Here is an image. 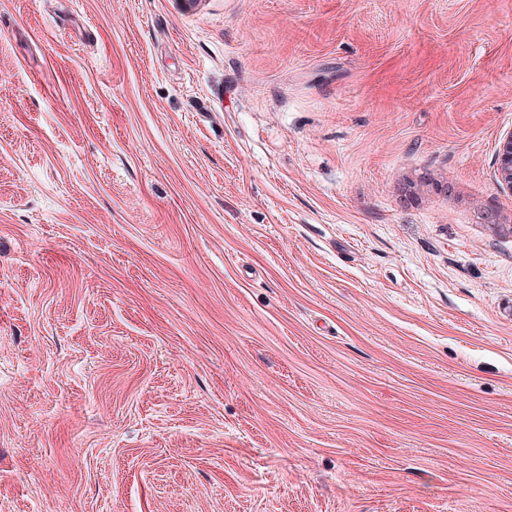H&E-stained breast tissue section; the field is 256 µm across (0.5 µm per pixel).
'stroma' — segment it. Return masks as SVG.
Returning <instances> with one entry per match:
<instances>
[{
    "mask_svg": "<svg viewBox=\"0 0 512 512\" xmlns=\"http://www.w3.org/2000/svg\"><path fill=\"white\" fill-rule=\"evenodd\" d=\"M512 0H0V512H512ZM498 171L500 182L512 192V132L506 134L500 141L498 151Z\"/></svg>",
    "mask_w": 512,
    "mask_h": 512,
    "instance_id": "stroma-1",
    "label": "stroma"
}]
</instances>
